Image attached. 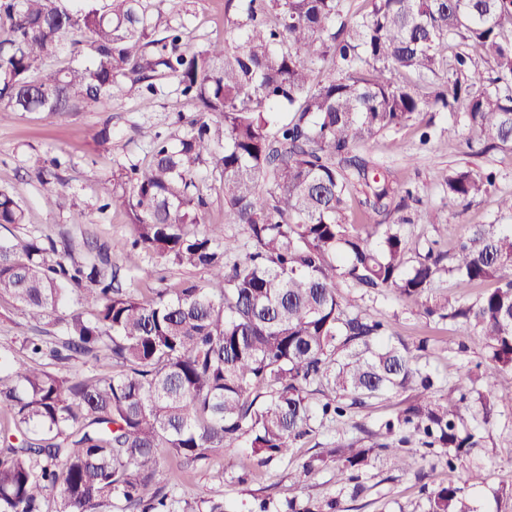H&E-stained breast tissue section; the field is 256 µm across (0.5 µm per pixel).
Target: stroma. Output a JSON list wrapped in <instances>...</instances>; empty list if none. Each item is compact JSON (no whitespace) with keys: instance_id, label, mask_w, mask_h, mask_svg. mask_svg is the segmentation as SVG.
<instances>
[{"instance_id":"obj_1","label":"stroma","mask_w":512,"mask_h":512,"mask_svg":"<svg viewBox=\"0 0 512 512\" xmlns=\"http://www.w3.org/2000/svg\"><path fill=\"white\" fill-rule=\"evenodd\" d=\"M179 7L194 45L224 40V0H181ZM189 110L177 95L153 97L125 83L110 100L73 112L55 116L19 113L0 123V189L12 191L26 214L24 224L0 227V243L10 245L30 236L67 230L79 243L86 239L111 242L113 262L124 264L122 245L131 235L129 220L123 212L100 208L112 190V173L117 163L146 161L152 136L173 132L177 114ZM105 127L112 138V149L107 153L98 151L95 144L96 133ZM467 136V129L440 113L429 123L420 117L398 129L378 133L358 149L366 160L391 172L400 185L414 190L415 198L409 203L414 221L405 225L404 234L418 251H426L433 243L441 250L453 251L471 224H512V215L500 212L497 205L499 195L512 190V148L477 155L466 147ZM452 142L458 145L453 152L448 149ZM54 157L63 163L59 177L50 185H42L35 172ZM463 167L494 170L497 180L464 211L459 223H434V216L448 211V195L436 179L437 172ZM49 188L61 192L63 198L62 207L51 212L41 201ZM75 210L85 211L88 223H71ZM339 292L387 320L394 338L412 347L427 339V359L441 383L456 381L464 368L485 359L479 337L454 336L450 325L426 320L420 306H407L388 295L369 296L345 283L340 284ZM33 327L19 304L0 298V348L23 356V340L32 335ZM404 401V396L387 395L355 410L343 422L316 427L312 435L292 448L287 459L259 467L245 449L235 448L214 456L208 465L186 471L179 481L188 490L196 512H205L207 501L213 499L222 500L227 512H246L256 497H267L277 504L293 498L303 507L338 498L346 512H425V487L453 478L446 468L433 466L428 459L421 463L429 472L423 483L414 475L394 471L387 459L377 460L362 477L365 492L355 499L349 490L337 485L333 467L317 471L300 487L292 478L293 470L311 456L336 442L358 438V425L376 428ZM486 446L489 453L482 460L486 482L474 493L475 505L478 512H512V501L493 495L497 488L512 485V405L501 404L499 416L487 428ZM219 470L224 473L220 480L214 477ZM246 472L250 480L239 483V476Z\"/></svg>"}]
</instances>
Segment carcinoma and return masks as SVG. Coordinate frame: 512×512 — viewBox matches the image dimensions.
Returning <instances> with one entry per match:
<instances>
[{"label": "carcinoma", "mask_w": 512, "mask_h": 512, "mask_svg": "<svg viewBox=\"0 0 512 512\" xmlns=\"http://www.w3.org/2000/svg\"><path fill=\"white\" fill-rule=\"evenodd\" d=\"M232 40L195 47L155 0H0V121L18 112H72L112 96L123 79L150 95L165 79L191 106L156 136L147 163H119L99 210L121 208L132 233L125 259L203 269L214 287L179 280L129 288L112 247L71 235L0 244V296L39 323L69 295L52 340L26 338L25 360L0 351V512H194L156 480L159 449L180 469L246 441L257 465L285 459L314 422H342L385 394H410L369 445L338 443L302 463V484L332 462L336 483L382 456L406 472L421 448L457 479L427 493L426 512H477L485 483L475 458L483 425L512 402V226L468 227L450 255L412 253L410 218L369 225L346 214L365 188L366 219L402 210L397 189L355 154L372 136L447 112L476 154L512 147V0H371L352 24L341 0H225ZM464 49L448 56V44ZM68 61L49 66L63 51ZM493 62L488 76L473 54ZM337 73L315 77V65ZM289 112L286 121L274 110ZM455 223L495 183L492 172L437 175ZM224 223L207 224L212 193ZM0 190V226L22 224ZM238 224L240 243L225 232ZM495 287L474 298L432 295L435 281ZM421 304L456 335L479 336L486 365L438 397L421 363L387 322L343 301L337 285ZM108 374L54 370L78 360Z\"/></svg>", "instance_id": "1"}]
</instances>
